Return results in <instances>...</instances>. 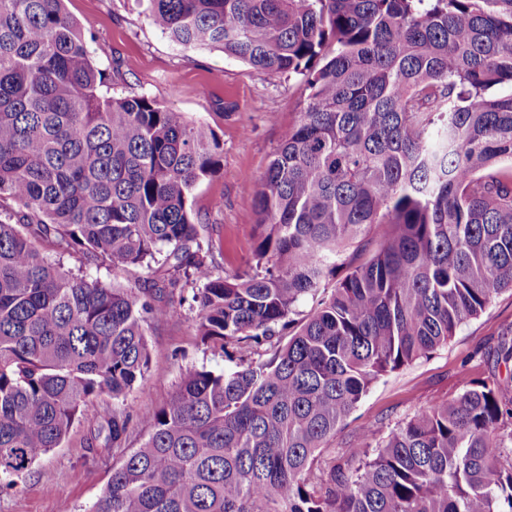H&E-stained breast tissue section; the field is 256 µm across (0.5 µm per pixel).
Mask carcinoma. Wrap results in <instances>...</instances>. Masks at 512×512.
Instances as JSON below:
<instances>
[{"label":"carcinoma","mask_w":512,"mask_h":512,"mask_svg":"<svg viewBox=\"0 0 512 512\" xmlns=\"http://www.w3.org/2000/svg\"><path fill=\"white\" fill-rule=\"evenodd\" d=\"M146 2L175 44L308 93L254 189L252 264L220 273L193 214L216 132L102 95L64 0H0V480L107 395L86 448L121 455L91 512H512V338L505 373L373 457L330 447L373 382L512 288V0ZM75 254L166 276L107 284L66 269ZM188 286L200 342L235 366L188 370L128 448L147 328Z\"/></svg>","instance_id":"carcinoma-1"}]
</instances>
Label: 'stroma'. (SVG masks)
<instances>
[{
  "label": "stroma",
  "mask_w": 512,
  "mask_h": 512,
  "mask_svg": "<svg viewBox=\"0 0 512 512\" xmlns=\"http://www.w3.org/2000/svg\"><path fill=\"white\" fill-rule=\"evenodd\" d=\"M103 53L109 97L145 95L212 128L224 147L223 165L194 192L201 233L213 236L215 263L230 273L252 254L256 220L253 185L300 110L305 86L296 76H260L246 64L210 49H183L150 23L138 0H65ZM192 289L172 317L151 325L152 366L147 380L124 399L131 414L161 406L192 367L221 372L223 356L201 345L193 326ZM512 338V291L500 292L480 316L465 321L446 345L375 381L338 432L333 448L357 444L362 427L381 435L423 407L447 401L494 368L491 352ZM112 400L88 402L59 448L37 461L13 487L0 489V512H87L112 473L111 451L89 453L86 440Z\"/></svg>",
  "instance_id": "stroma-1"
}]
</instances>
